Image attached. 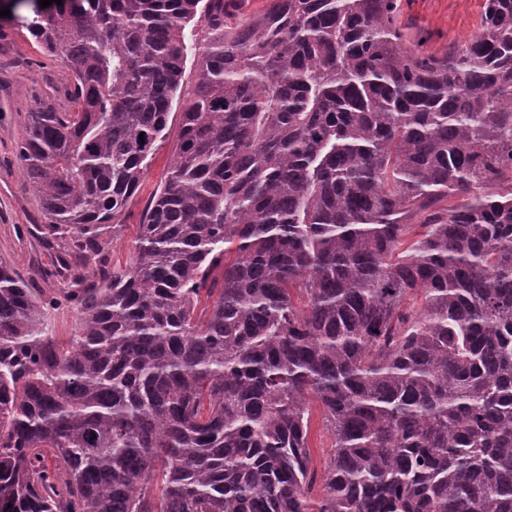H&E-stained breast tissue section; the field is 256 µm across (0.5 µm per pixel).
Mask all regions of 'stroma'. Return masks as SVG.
<instances>
[{"label":"stroma","mask_w":512,"mask_h":512,"mask_svg":"<svg viewBox=\"0 0 512 512\" xmlns=\"http://www.w3.org/2000/svg\"><path fill=\"white\" fill-rule=\"evenodd\" d=\"M10 14L0 18V259L36 294L58 295L74 278L98 282L97 266L72 264L67 240L50 231L40 201L28 184L16 145L25 131L29 112L40 102L58 110L70 108L65 96L69 72L60 59L42 54L24 27L31 8L26 0H0ZM484 0H402L397 23L405 47L441 57L452 45L479 34L483 28ZM176 139L159 143L142 187L114 223L106 225L104 238L111 262L128 259L147 201L164 182ZM313 496H322L324 475L333 439L320 410H313L310 426Z\"/></svg>","instance_id":"1"}]
</instances>
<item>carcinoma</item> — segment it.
<instances>
[{
  "label": "carcinoma",
  "mask_w": 512,
  "mask_h": 512,
  "mask_svg": "<svg viewBox=\"0 0 512 512\" xmlns=\"http://www.w3.org/2000/svg\"><path fill=\"white\" fill-rule=\"evenodd\" d=\"M228 2L29 0L79 109L17 158L80 261L182 112L66 344L0 261V512H512V0L444 57L400 0ZM180 112L179 106L173 108L169 120L171 123L169 137L158 144L142 187L130 199L126 210L114 220V224H107L105 227L103 237L109 243L107 254L109 264L106 266V270L109 269L112 262L125 263L129 258L146 203L154 190L165 180L167 166L177 138ZM309 442L312 459L311 469L315 475L312 494L317 498L324 493V475L333 444L332 436L325 427L323 416L318 408L312 410Z\"/></svg>",
  "instance_id": "cac0c4a2"
}]
</instances>
